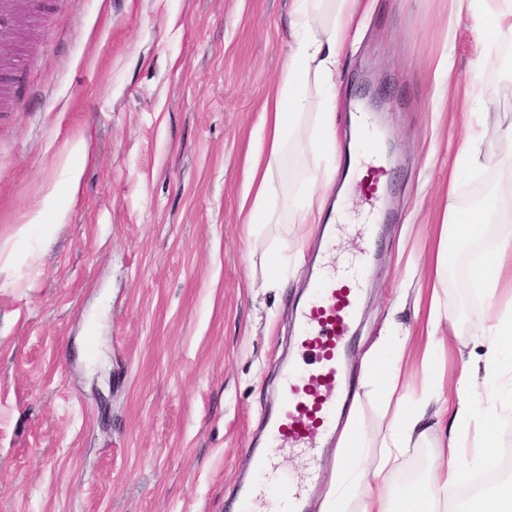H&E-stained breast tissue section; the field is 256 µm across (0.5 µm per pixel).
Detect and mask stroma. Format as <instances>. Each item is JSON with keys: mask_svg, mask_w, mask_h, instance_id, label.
Here are the masks:
<instances>
[{"mask_svg": "<svg viewBox=\"0 0 512 512\" xmlns=\"http://www.w3.org/2000/svg\"><path fill=\"white\" fill-rule=\"evenodd\" d=\"M20 2L0 17V512H236L321 248L289 205L307 189L306 152L282 172L277 222L250 237L240 214L294 0ZM356 23L338 140L358 150L353 90L370 80L388 217L371 243L351 229L361 193L337 202V254H370L338 420L357 410L372 460L387 417L361 365L393 323L415 371L446 201L512 199L495 150L470 168L452 149L487 111L512 120V55L452 0H360ZM497 243L491 227L448 252L437 371L476 351L484 301L468 271ZM440 439L406 450L393 492L430 476Z\"/></svg>", "mask_w": 512, "mask_h": 512, "instance_id": "35a3bbf8", "label": "stroma"}]
</instances>
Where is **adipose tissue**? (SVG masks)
<instances>
[{"label": "adipose tissue", "instance_id": "1", "mask_svg": "<svg viewBox=\"0 0 512 512\" xmlns=\"http://www.w3.org/2000/svg\"><path fill=\"white\" fill-rule=\"evenodd\" d=\"M358 0H295L292 42L282 80L262 109L264 136L254 151L246 177L245 200L250 209L244 225L254 230L277 197L282 171L291 146L300 145L314 159L335 164L336 73L342 49L355 35ZM508 0H454L457 15L473 18L489 37L512 35V8ZM310 78L322 92L314 126H307L297 87ZM444 224L454 235L440 233L434 274L426 289V340L416 382L403 379L401 364L406 340L397 330L381 336L363 372V381L378 386L382 396L396 400L376 462H367L365 438L357 424L343 434L336 467V485L328 512H345L356 488H363L358 512H448V489L458 486L463 473L492 465L489 448L495 447L505 406H512V300L498 308L500 286L512 288V207L492 200L484 207L463 211L453 203L444 207ZM497 226L504 237L494 250L482 253L473 272V286L487 306L473 322L471 334L485 348L482 367L462 364L455 378L456 396L446 397L444 378L433 371L435 353L444 351L439 336L441 293L448 280V240L468 242L482 225ZM444 432L431 480L411 484L391 497L386 473L407 448L425 439L432 429Z\"/></svg>", "mask_w": 512, "mask_h": 512}]
</instances>
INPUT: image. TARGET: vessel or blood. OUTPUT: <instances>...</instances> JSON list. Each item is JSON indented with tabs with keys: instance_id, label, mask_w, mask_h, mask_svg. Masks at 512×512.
I'll use <instances>...</instances> for the list:
<instances>
[{
	"instance_id": "b4317fda",
	"label": "vessel or blood",
	"mask_w": 512,
	"mask_h": 512,
	"mask_svg": "<svg viewBox=\"0 0 512 512\" xmlns=\"http://www.w3.org/2000/svg\"><path fill=\"white\" fill-rule=\"evenodd\" d=\"M359 189L369 208L360 229L369 234L381 218L383 170L377 160H360ZM369 273L367 257L343 262L328 259L313 283L311 298L301 307L297 324L301 365L288 368L281 378V407L268 441V451L256 460L263 485L279 487L273 512H304L307 490L318 476L317 448L335 429L336 395L341 360L356 316V302ZM290 451L308 455L304 482L292 483L276 459Z\"/></svg>"
}]
</instances>
